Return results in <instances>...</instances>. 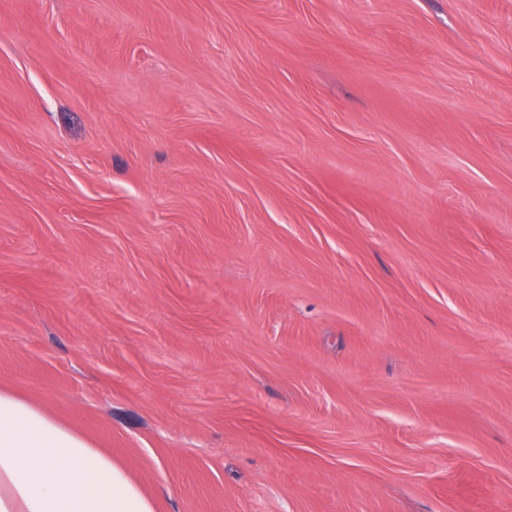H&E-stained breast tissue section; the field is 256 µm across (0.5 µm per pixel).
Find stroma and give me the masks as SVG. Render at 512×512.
<instances>
[{
  "label": "stroma",
  "instance_id": "1",
  "mask_svg": "<svg viewBox=\"0 0 512 512\" xmlns=\"http://www.w3.org/2000/svg\"><path fill=\"white\" fill-rule=\"evenodd\" d=\"M0 388L158 512H512V0H0Z\"/></svg>",
  "mask_w": 512,
  "mask_h": 512
}]
</instances>
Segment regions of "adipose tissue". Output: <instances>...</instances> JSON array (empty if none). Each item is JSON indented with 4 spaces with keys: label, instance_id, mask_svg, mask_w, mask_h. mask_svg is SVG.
<instances>
[{
    "label": "adipose tissue",
    "instance_id": "adipose-tissue-1",
    "mask_svg": "<svg viewBox=\"0 0 512 512\" xmlns=\"http://www.w3.org/2000/svg\"><path fill=\"white\" fill-rule=\"evenodd\" d=\"M0 512H157V503L83 435L0 389Z\"/></svg>",
    "mask_w": 512,
    "mask_h": 512
}]
</instances>
